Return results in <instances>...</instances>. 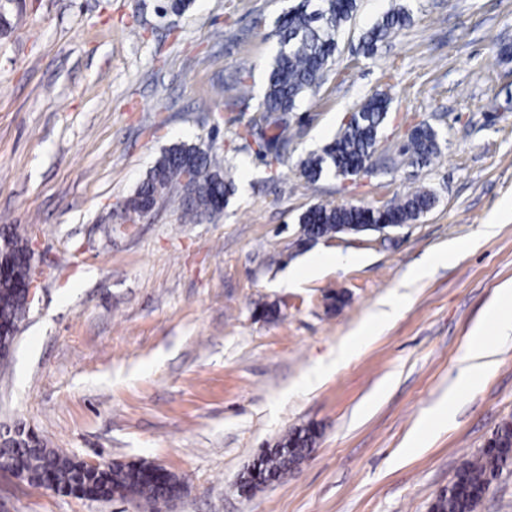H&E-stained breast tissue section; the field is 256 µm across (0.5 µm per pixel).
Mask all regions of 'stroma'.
<instances>
[{
  "mask_svg": "<svg viewBox=\"0 0 512 512\" xmlns=\"http://www.w3.org/2000/svg\"><path fill=\"white\" fill-rule=\"evenodd\" d=\"M297 0H0V227L35 241L37 290L0 363V430L93 461L144 460L183 492L161 512H430L457 469L512 422V321L482 382L419 423L465 365L471 331L512 287V0H357L325 82L292 114L278 162L238 138L261 111L276 28ZM408 26L373 57L359 39L392 5ZM243 80L247 97L229 96ZM391 99L377 153L428 122L441 153L309 183L300 163L372 94ZM229 167L215 217L185 221L171 186L140 223L122 204L175 143ZM436 192L418 221L304 242L299 216ZM459 251L426 278L425 257ZM348 263L292 284L325 252ZM395 303L348 360L371 316ZM314 425L310 458L251 498L263 448ZM0 512H139L0 471Z\"/></svg>",
  "mask_w": 512,
  "mask_h": 512,
  "instance_id": "obj_1",
  "label": "stroma"
}]
</instances>
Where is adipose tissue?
Masks as SVG:
<instances>
[{"mask_svg":"<svg viewBox=\"0 0 512 512\" xmlns=\"http://www.w3.org/2000/svg\"><path fill=\"white\" fill-rule=\"evenodd\" d=\"M512 309V289H501L498 296L486 307L482 318L474 329L473 343L468 353L470 364L457 376L454 386L449 390V398H457L472 389L486 376L495 354L490 333Z\"/></svg>","mask_w":512,"mask_h":512,"instance_id":"ef3b65f1","label":"adipose tissue"}]
</instances>
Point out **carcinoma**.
<instances>
[{
  "instance_id": "obj_1",
  "label": "carcinoma",
  "mask_w": 512,
  "mask_h": 512,
  "mask_svg": "<svg viewBox=\"0 0 512 512\" xmlns=\"http://www.w3.org/2000/svg\"><path fill=\"white\" fill-rule=\"evenodd\" d=\"M357 9V0H299L281 21L280 48L274 58L262 103L261 116L245 130L255 135L265 128V140L259 152L274 154L280 160L278 144L285 142L289 115L294 112L306 93L314 92L323 83L334 64L338 36ZM411 22L404 5L389 9L361 37L360 48L366 57L377 50V43ZM389 99L375 94L366 99L344 122L336 137L321 152L313 153L301 162L302 175L311 183L332 175L348 179L362 170H375L374 156L379 134L387 119ZM398 154L419 167L431 165L440 154L437 130L427 122L415 125ZM184 191L181 206L185 215L194 220L217 213V203L233 192L234 183L221 164L195 144H174L165 149L126 199L123 210L132 224L171 185ZM437 195L431 189L417 188L392 199L382 207L348 206L319 203L299 217L307 237L329 239L339 233L368 230L382 225L400 227L412 223L434 208ZM10 249L14 258L15 279L28 272L26 241L10 227L0 230V249ZM28 310L24 297L9 281L0 283V320L16 324ZM498 453L487 450L472 461H466L456 472L448 490L439 494L431 512H476L480 501L473 491L480 490L497 479L512 465V423L498 426L493 434ZM317 431L311 427L295 429L280 438L273 447L263 448L252 468L239 483V494L250 498L261 485L279 478L298 466L312 451ZM0 457L11 465L27 469V483L32 487L49 486L94 501H110L114 495L135 501L147 512H160V505L178 495L180 480L171 473L152 477V466L146 462L122 463L86 467L75 456L60 449L48 448L35 441L20 448H0Z\"/></svg>"
}]
</instances>
